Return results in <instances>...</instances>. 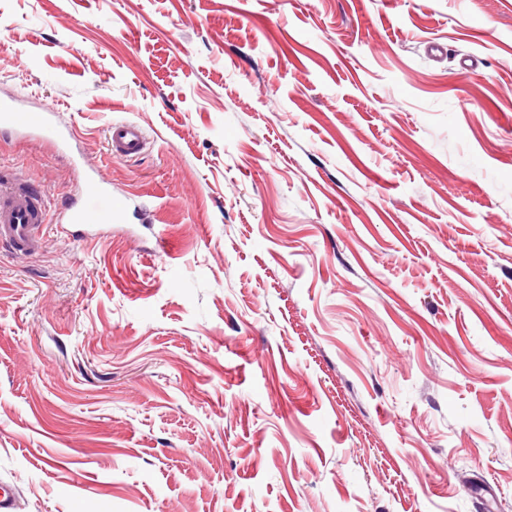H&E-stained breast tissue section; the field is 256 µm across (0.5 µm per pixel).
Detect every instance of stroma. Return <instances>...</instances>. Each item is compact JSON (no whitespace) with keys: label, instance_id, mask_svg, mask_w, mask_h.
I'll list each match as a JSON object with an SVG mask.
<instances>
[{"label":"stroma","instance_id":"stroma-1","mask_svg":"<svg viewBox=\"0 0 512 512\" xmlns=\"http://www.w3.org/2000/svg\"><path fill=\"white\" fill-rule=\"evenodd\" d=\"M13 99L127 206L0 246L17 512H512V0H0ZM110 151L117 159H125L141 154L147 145L143 129L132 122L117 123L108 130Z\"/></svg>","mask_w":512,"mask_h":512}]
</instances>
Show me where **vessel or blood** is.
I'll list each match as a JSON object with an SVG mask.
<instances>
[{
    "mask_svg": "<svg viewBox=\"0 0 512 512\" xmlns=\"http://www.w3.org/2000/svg\"><path fill=\"white\" fill-rule=\"evenodd\" d=\"M0 123L21 135H34L53 126V113L32 111L16 102L0 103ZM110 151L115 158L125 159L141 154L147 145L143 129L132 122L117 123L108 130ZM80 194L60 218L64 224H78L86 230L118 222L124 207L117 201L110 183L92 167L82 169ZM48 204L29 185L16 178L0 177V245L14 253L28 255L43 244L42 226L46 222Z\"/></svg>",
    "mask_w": 512,
    "mask_h": 512,
    "instance_id": "b4317fda",
    "label": "vessel or blood"
}]
</instances>
